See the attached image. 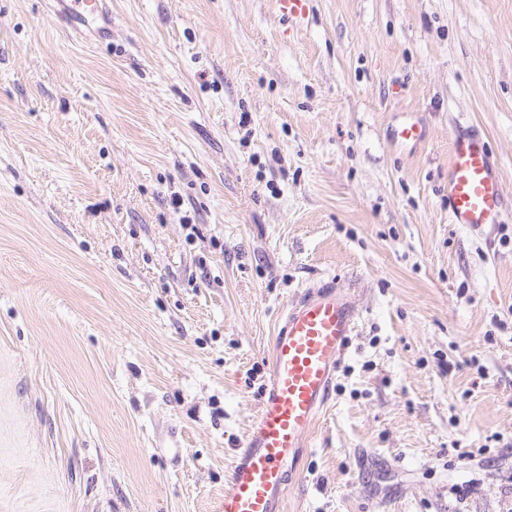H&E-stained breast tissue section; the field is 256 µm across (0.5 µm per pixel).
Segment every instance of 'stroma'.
Here are the masks:
<instances>
[{"label": "stroma", "mask_w": 512, "mask_h": 512, "mask_svg": "<svg viewBox=\"0 0 512 512\" xmlns=\"http://www.w3.org/2000/svg\"><path fill=\"white\" fill-rule=\"evenodd\" d=\"M109 5L104 42L0 0V512H216L332 280L359 321L286 512H512V0ZM474 134L500 224L448 220ZM394 135L402 145H415L424 138L425 129L419 119L406 115L396 126Z\"/></svg>", "instance_id": "obj_1"}]
</instances>
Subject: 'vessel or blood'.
Segmentation results:
<instances>
[{"instance_id": "obj_1", "label": "vessel or blood", "mask_w": 512, "mask_h": 512, "mask_svg": "<svg viewBox=\"0 0 512 512\" xmlns=\"http://www.w3.org/2000/svg\"><path fill=\"white\" fill-rule=\"evenodd\" d=\"M106 0H66V24L111 36ZM394 135L402 145L420 142L425 129L405 116ZM502 188L483 138L454 139L448 168L451 223H501ZM359 314L344 285L325 283L288 308L275 333L269 384L259 414L235 458L218 512H285L286 467L311 434Z\"/></svg>"}]
</instances>
